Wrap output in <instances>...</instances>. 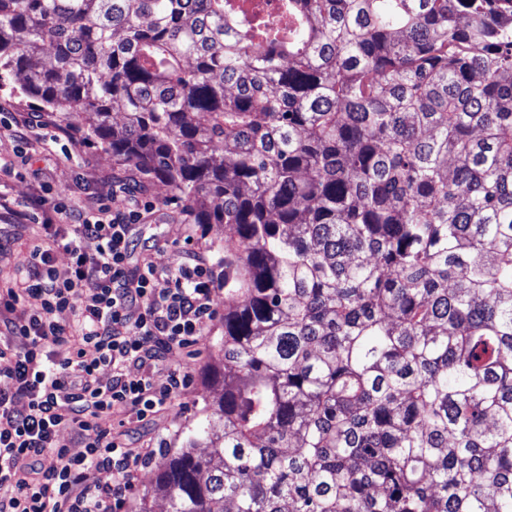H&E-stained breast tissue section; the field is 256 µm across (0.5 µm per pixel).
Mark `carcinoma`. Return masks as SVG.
Here are the masks:
<instances>
[{"instance_id": "carcinoma-1", "label": "carcinoma", "mask_w": 512, "mask_h": 512, "mask_svg": "<svg viewBox=\"0 0 512 512\" xmlns=\"http://www.w3.org/2000/svg\"><path fill=\"white\" fill-rule=\"evenodd\" d=\"M278 9L0 0V87L224 225L222 394L156 491L512 512V0Z\"/></svg>"}]
</instances>
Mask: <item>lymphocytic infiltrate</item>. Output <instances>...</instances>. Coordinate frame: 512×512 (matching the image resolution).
<instances>
[{
  "label": "lymphocytic infiltrate",
  "mask_w": 512,
  "mask_h": 512,
  "mask_svg": "<svg viewBox=\"0 0 512 512\" xmlns=\"http://www.w3.org/2000/svg\"><path fill=\"white\" fill-rule=\"evenodd\" d=\"M48 208L58 225L31 247L23 275L0 287V379L11 383L0 391V512H120L149 451L128 448L103 421L117 412L153 417L186 389L187 374L163 366L203 336L221 282L192 236L176 266L159 249L132 262L133 226L152 210L142 199L91 213L36 198L25 212ZM87 240L95 252L84 250ZM59 248L67 267L55 263ZM51 345L67 346L69 357L53 360ZM88 346L95 361L84 358ZM103 366L109 379L98 375ZM63 429L83 453L57 446ZM91 468L102 475L92 486L84 482Z\"/></svg>",
  "instance_id": "f902f5d3"
}]
</instances>
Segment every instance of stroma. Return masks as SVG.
I'll return each instance as SVG.
<instances>
[{
	"label": "stroma",
	"instance_id": "35a3bbf8",
	"mask_svg": "<svg viewBox=\"0 0 512 512\" xmlns=\"http://www.w3.org/2000/svg\"><path fill=\"white\" fill-rule=\"evenodd\" d=\"M37 110L36 102L9 87L0 88V198L13 208L9 214L0 211V282L20 276L23 257L43 234L40 225L21 216L23 202L48 190L94 212L114 202L120 188H136L155 206L134 229L137 252L158 245L164 249L165 262L177 265L180 248L194 226L172 200L170 188L150 181L134 164H116L110 154L84 141L75 121L59 113L45 111L44 126H31L30 114ZM20 129L26 130L25 139L16 138ZM223 345L224 319L219 315L191 353H176L167 361L168 368L189 374L190 385L184 392L159 415L138 424L128 422L124 413L112 415L113 434H127L133 447L152 450L149 461L137 471L136 490L123 512H139L141 498L152 490L166 454L180 447L183 427L218 401L221 389L213 371L220 364Z\"/></svg>",
	"mask_w": 512,
	"mask_h": 512
}]
</instances>
